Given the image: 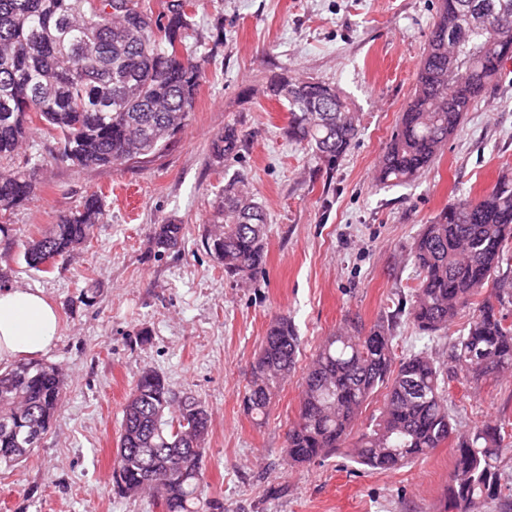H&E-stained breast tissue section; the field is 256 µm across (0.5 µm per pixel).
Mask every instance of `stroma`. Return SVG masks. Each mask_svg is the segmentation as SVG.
I'll return each instance as SVG.
<instances>
[{
  "label": "stroma",
  "instance_id": "obj_1",
  "mask_svg": "<svg viewBox=\"0 0 512 512\" xmlns=\"http://www.w3.org/2000/svg\"><path fill=\"white\" fill-rule=\"evenodd\" d=\"M436 0H196L205 77L190 121L158 154L80 169L32 142L44 162L33 192L6 218L0 265L12 282L56 305L60 333L47 361L61 364L65 401L32 456L0 470V512H158L119 496L111 480L122 409L144 369L207 406L203 458L209 498L224 512H442L454 451L442 447L394 473L365 469L340 449L289 467L284 434L298 411L300 375L274 397L265 424L244 414L249 364L277 314L292 318L307 364L326 336L393 317V350L448 357L460 327L428 335L395 311L418 271L412 244L423 224L464 195L489 189L512 166V62L467 112L434 165L413 181L377 180L385 146L410 99ZM287 74L336 85L354 103L361 133L329 170L286 132L288 111L268 91ZM235 125L236 160L211 144ZM267 213L266 264L249 282L229 278L202 236L227 181ZM95 193L105 216L56 269L23 261L28 239ZM179 224L180 251L154 248L155 225ZM448 408L459 431L498 420L512 447V376L473 388L455 377Z\"/></svg>",
  "mask_w": 512,
  "mask_h": 512
}]
</instances>
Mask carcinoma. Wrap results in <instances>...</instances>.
<instances>
[{"mask_svg":"<svg viewBox=\"0 0 512 512\" xmlns=\"http://www.w3.org/2000/svg\"><path fill=\"white\" fill-rule=\"evenodd\" d=\"M142 7L148 21L125 14ZM194 0H0L1 219L32 193L34 157L19 150L40 130L56 158L80 168L117 167L162 150L194 111L205 59L189 54ZM512 59V0H439L412 98L393 129L378 179L404 184L428 170L463 116L483 98ZM271 92L288 110V136L336 165L360 132L359 113L334 85L280 76ZM242 138L233 125L212 142V154L235 155ZM224 185L208 225L205 250L224 272L253 279L265 264L267 218L241 187ZM98 195L31 239L25 264L69 255L102 222ZM156 248H180L182 226L158 224ZM512 248V172L476 196H464L423 225L411 255L419 275L403 312L420 330L448 329L472 316L452 339L445 371L425 351L399 362L390 325L364 334L345 328L326 337L302 378L298 416L285 433L288 465L324 460L350 447L351 460L394 472L451 443L455 448L448 512H480L502 495V426L482 423L466 435L448 412L445 378L461 373L479 386L512 370V281L500 276ZM301 340L286 315L275 316L250 364L243 412L257 423L294 373ZM385 389L378 414L362 420ZM67 392L62 369L30 361L0 372V467L26 461L50 428ZM211 417L194 396L152 369L142 372L123 409L112 483L125 497L149 495L159 512H199L209 503L203 451Z\"/></svg>","mask_w":512,"mask_h":512,"instance_id":"1","label":"carcinoma"}]
</instances>
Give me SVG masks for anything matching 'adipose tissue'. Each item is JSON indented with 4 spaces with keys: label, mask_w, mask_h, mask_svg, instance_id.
<instances>
[{
    "label": "adipose tissue",
    "mask_w": 512,
    "mask_h": 512,
    "mask_svg": "<svg viewBox=\"0 0 512 512\" xmlns=\"http://www.w3.org/2000/svg\"><path fill=\"white\" fill-rule=\"evenodd\" d=\"M58 333V312L41 291L0 290L1 368L43 357L53 348Z\"/></svg>",
    "instance_id": "1"
}]
</instances>
